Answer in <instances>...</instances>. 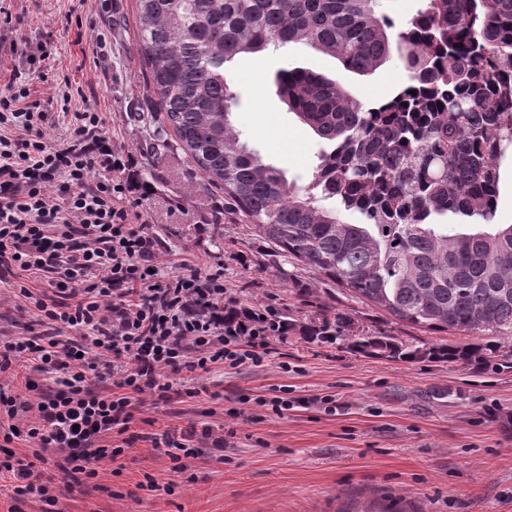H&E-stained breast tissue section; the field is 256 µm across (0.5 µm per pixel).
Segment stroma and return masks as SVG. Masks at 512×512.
Masks as SVG:
<instances>
[{
    "instance_id": "obj_1",
    "label": "stroma",
    "mask_w": 512,
    "mask_h": 512,
    "mask_svg": "<svg viewBox=\"0 0 512 512\" xmlns=\"http://www.w3.org/2000/svg\"><path fill=\"white\" fill-rule=\"evenodd\" d=\"M10 11L11 26L0 28V85L25 66L12 50L15 35L54 43L46 81L31 88L33 99L49 106L47 139L65 135L71 124L56 103L63 91L72 95V112L87 105L101 112L113 148L134 158L140 189L128 203L159 238V260L174 254L222 268L229 295L296 325L263 366L212 373L206 393L180 404L179 415L148 404L133 426L138 433L146 419L183 431L222 425L232 432L223 462L202 452L192 479H177L163 450L138 442L101 462L98 489L60 496L59 512H363L370 505L389 512H512V369L365 357L342 343L307 342L298 328L340 313L358 329L423 349L474 342L477 334L421 330L293 258H271L174 138L151 141L138 119L152 110L154 96L133 49L135 0H11ZM295 67L340 80L367 105L399 92L405 73L396 58L373 73H351L304 44L235 61L233 125L304 186L331 145L276 93L277 71ZM275 387L294 397L335 399L336 410L318 404L270 416L255 399ZM235 407L241 415L228 417ZM147 473L162 484L175 481L173 494L140 490Z\"/></svg>"
}]
</instances>
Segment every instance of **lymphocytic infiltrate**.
I'll return each instance as SVG.
<instances>
[{
  "instance_id": "f902f5d3",
  "label": "lymphocytic infiltrate",
  "mask_w": 512,
  "mask_h": 512,
  "mask_svg": "<svg viewBox=\"0 0 512 512\" xmlns=\"http://www.w3.org/2000/svg\"><path fill=\"white\" fill-rule=\"evenodd\" d=\"M50 45L41 41L0 89V284L16 276L12 293L30 316L0 329V479L16 499L53 507L54 478L74 491L124 453L120 439L145 400L199 397L185 372L262 366L288 326L228 295L222 271L183 261L161 274L158 237L126 205L130 182L107 175L116 163L100 113H74L65 137L46 140L48 114L29 95ZM196 437L216 452L227 445L211 427L140 439L183 476ZM49 463L57 477L45 475Z\"/></svg>"
}]
</instances>
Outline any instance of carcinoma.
<instances>
[{
  "instance_id": "1",
  "label": "carcinoma",
  "mask_w": 512,
  "mask_h": 512,
  "mask_svg": "<svg viewBox=\"0 0 512 512\" xmlns=\"http://www.w3.org/2000/svg\"><path fill=\"white\" fill-rule=\"evenodd\" d=\"M378 0H136L139 56L158 136L172 130L206 182L273 256H291L383 309L435 331L512 337V224L448 235L449 214L489 223L512 153V0H423L406 24ZM302 42L353 73L398 55L408 88L367 107L337 79L284 69L288 110L333 145L299 187L240 139L231 65ZM416 94H411V91ZM336 200L333 209L318 196ZM362 224H347L340 212ZM312 342L410 362L506 366L500 345L410 347L338 314L300 326Z\"/></svg>"
}]
</instances>
